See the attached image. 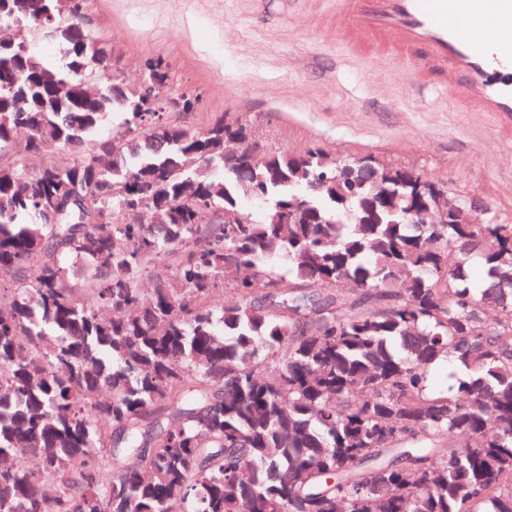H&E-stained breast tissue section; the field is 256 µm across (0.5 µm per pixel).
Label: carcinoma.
<instances>
[{
    "instance_id": "obj_1",
    "label": "carcinoma",
    "mask_w": 512,
    "mask_h": 512,
    "mask_svg": "<svg viewBox=\"0 0 512 512\" xmlns=\"http://www.w3.org/2000/svg\"><path fill=\"white\" fill-rule=\"evenodd\" d=\"M33 2L0 0V512H512V224H412L376 158L244 175L243 125L128 111L86 0Z\"/></svg>"
}]
</instances>
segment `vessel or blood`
<instances>
[{"instance_id":"vessel-or-blood-1","label":"vessel or blood","mask_w":512,"mask_h":512,"mask_svg":"<svg viewBox=\"0 0 512 512\" xmlns=\"http://www.w3.org/2000/svg\"><path fill=\"white\" fill-rule=\"evenodd\" d=\"M316 22L359 61L408 63L455 111L512 119V0H329Z\"/></svg>"}]
</instances>
